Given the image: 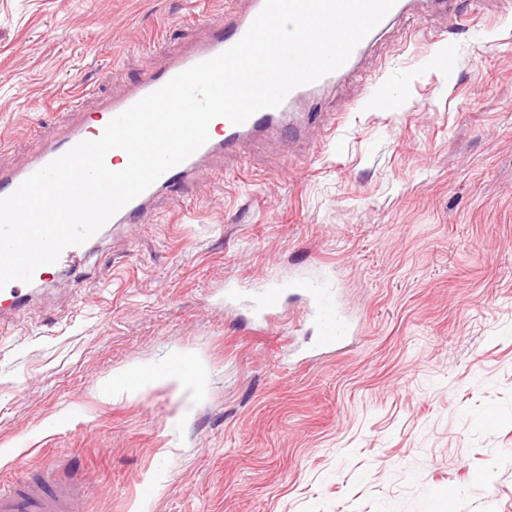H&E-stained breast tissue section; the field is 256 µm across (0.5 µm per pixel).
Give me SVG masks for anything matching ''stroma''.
<instances>
[{
	"instance_id": "35a3bbf8",
	"label": "stroma",
	"mask_w": 512,
	"mask_h": 512,
	"mask_svg": "<svg viewBox=\"0 0 512 512\" xmlns=\"http://www.w3.org/2000/svg\"><path fill=\"white\" fill-rule=\"evenodd\" d=\"M392 20L321 91L333 132L217 153L156 221L50 267L0 323V480L66 469L88 512H512V0ZM215 0H0V166L189 48ZM331 273L350 345L307 358L226 281ZM196 382L135 395L114 378Z\"/></svg>"
}]
</instances>
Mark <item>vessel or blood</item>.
Returning a JSON list of instances; mask_svg holds the SVG:
<instances>
[{"label": "vessel or blood", "mask_w": 512, "mask_h": 512, "mask_svg": "<svg viewBox=\"0 0 512 512\" xmlns=\"http://www.w3.org/2000/svg\"><path fill=\"white\" fill-rule=\"evenodd\" d=\"M263 6L264 0H249L246 10L225 11L223 23L214 25L209 37L192 49L161 50L160 63L147 70L123 97L102 104L95 117H88L84 113L80 97L71 96L67 104L71 121L63 135L54 141L38 144L20 164L7 169L0 167V198L10 195L31 174L78 143L93 136L101 137L103 126L112 118L180 72L233 46L246 33ZM366 48V43H359L341 68L316 82L293 89L279 107L260 110L243 124L234 125L223 118L214 119L209 125L208 142L117 212L111 219L113 226L153 223L154 203L158 196L177 194L199 174L201 161L214 153H238L249 138L259 134L283 130L293 136L309 125L325 124L327 115L320 108L298 113L294 110L295 105L302 100L314 99L317 92L347 76ZM290 294L304 296L310 305L318 333L315 352L339 350L354 336L353 321L345 311L337 289L326 276L315 279L300 274L286 280L269 277L254 288L232 284L227 287L225 298L231 302L241 296H249L255 317L265 321L282 307L284 299ZM31 299L27 284L19 281L10 283L0 290V315H21ZM0 512H87L85 492L82 485L74 480L48 482L22 476L13 484L0 488Z\"/></svg>", "instance_id": "1"}]
</instances>
